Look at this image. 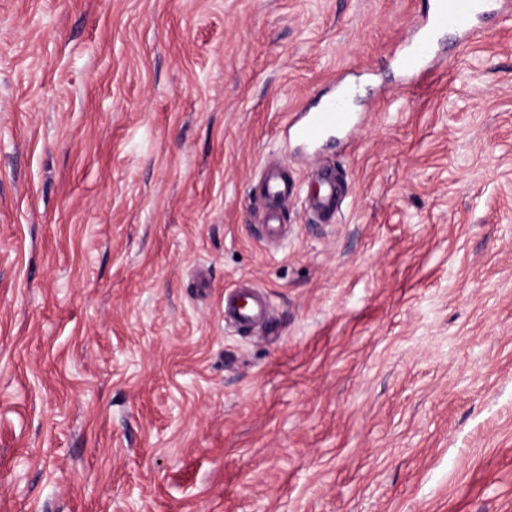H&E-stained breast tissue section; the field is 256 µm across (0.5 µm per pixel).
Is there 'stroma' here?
<instances>
[{
    "label": "stroma",
    "mask_w": 512,
    "mask_h": 512,
    "mask_svg": "<svg viewBox=\"0 0 512 512\" xmlns=\"http://www.w3.org/2000/svg\"><path fill=\"white\" fill-rule=\"evenodd\" d=\"M431 4L0 0V512H512V5L413 77ZM352 94L351 87H341L316 112H304L300 117L288 118L286 129L289 138L302 145H313L333 132L349 130L352 112H349L347 102ZM297 194V186L277 164L266 165L259 176L258 196L264 202L258 231L270 245L279 246L288 237L283 205ZM319 181L315 194L308 195L306 205L323 224H332L339 213L340 191L336 185V171L332 166H322L313 175ZM258 286H233L224 292V321L238 330L264 326L270 319L268 296Z\"/></svg>",
    "instance_id": "35a3bbf8"
}]
</instances>
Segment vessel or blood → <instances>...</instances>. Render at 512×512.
Here are the masks:
<instances>
[{"label":"vessel or blood","instance_id":"1","mask_svg":"<svg viewBox=\"0 0 512 512\" xmlns=\"http://www.w3.org/2000/svg\"><path fill=\"white\" fill-rule=\"evenodd\" d=\"M489 0H435L431 13L418 25L405 41L397 57L398 65L406 71L420 69L434 49V35L441 29L470 33L472 22L481 15ZM353 90L341 87L317 111L287 119L289 138L303 145H312L327 135L350 129L352 114L348 99ZM319 182L315 194L309 195L306 205L318 220L325 224L336 221L340 209V191L336 172L332 166H323L314 173ZM297 193V186L288 180L281 167L266 165L259 176L258 195L263 202L258 231L261 237L274 246L281 245L288 236L284 223L283 206ZM268 296L258 287L233 286L224 293V320L239 330H252L264 326L270 319Z\"/></svg>","mask_w":512,"mask_h":512}]
</instances>
